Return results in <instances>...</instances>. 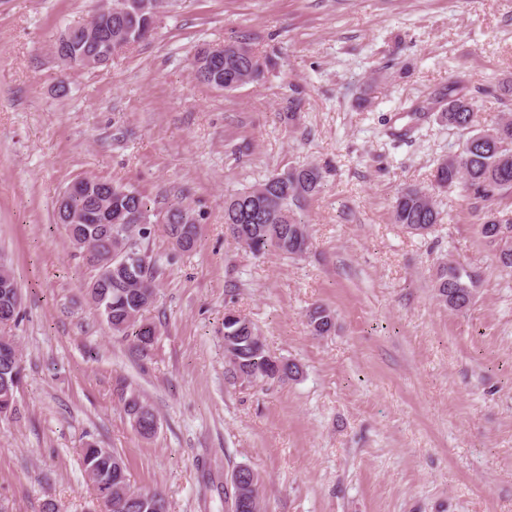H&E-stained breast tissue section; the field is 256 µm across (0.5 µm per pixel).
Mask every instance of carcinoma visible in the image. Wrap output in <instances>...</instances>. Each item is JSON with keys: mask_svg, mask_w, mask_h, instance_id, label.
Listing matches in <instances>:
<instances>
[{"mask_svg": "<svg viewBox=\"0 0 512 512\" xmlns=\"http://www.w3.org/2000/svg\"><path fill=\"white\" fill-rule=\"evenodd\" d=\"M148 3L149 9L135 16L112 14V24L106 27L104 16L94 21L95 28H104L105 37L112 38V46L89 42L78 31L66 49L96 57L110 52L118 54L137 40H147L165 0ZM231 46L235 51L224 54V60L210 67L200 62L202 54L195 55L190 68L196 78L226 92L262 81L269 62L245 40L235 41ZM444 102L447 108L442 116L448 125L473 124L475 96L458 79L448 82L444 90L433 92L427 100L411 104L409 117L417 123ZM469 142L471 146L460 153L439 159L433 178L440 188L464 186L475 200L474 210L478 211L479 204L492 203L512 193V115H503L491 130L475 134ZM322 180V171L316 165L290 167L231 196L224 202V223L234 225L236 244L253 255L269 250L288 256L303 254L309 247L310 235L301 211L320 192ZM84 181L90 188L68 194L64 213L58 219L79 217L69 222L66 230L73 249L91 272L88 294L94 309L113 333L145 352L159 334L158 326L144 318L156 296L155 264L148 263L146 273L136 277L118 270L102 276L100 271L112 253L124 248L136 255L142 253L140 244L149 238L146 229L151 226L150 202L139 191L123 184L98 177H86ZM189 213L188 208L174 203L165 216V231L182 251L192 250L197 243L190 239L196 226L189 223ZM392 219L411 234L425 235L440 223V212L429 193L407 188L396 196ZM504 229L512 231V210L489 208L483 212L479 231L487 243H496ZM480 281L476 271L450 259L436 273V297L448 310L462 313L475 302ZM18 291L12 270L0 263V311L12 314L13 322L21 312L13 302ZM306 319L314 336H327L335 328L334 313L324 305L311 307ZM224 363L235 376L247 381L295 380L302 373L294 362L273 359L254 323L241 314H224ZM22 379L24 369L17 345L11 338L0 342V409L7 405L8 412H16V400L7 403L4 398L14 390L15 381ZM124 409L139 435L149 437L155 433L153 424L157 416L150 405L132 394L125 400ZM83 461L97 499H107L112 487L131 488L128 467L120 453L89 444L83 449ZM238 471L243 474V500L224 493V512H261L259 475L247 465L238 467ZM125 512H167V502L158 491L135 490L133 502Z\"/></svg>", "mask_w": 512, "mask_h": 512, "instance_id": "cac0c4a2", "label": "carcinoma"}]
</instances>
